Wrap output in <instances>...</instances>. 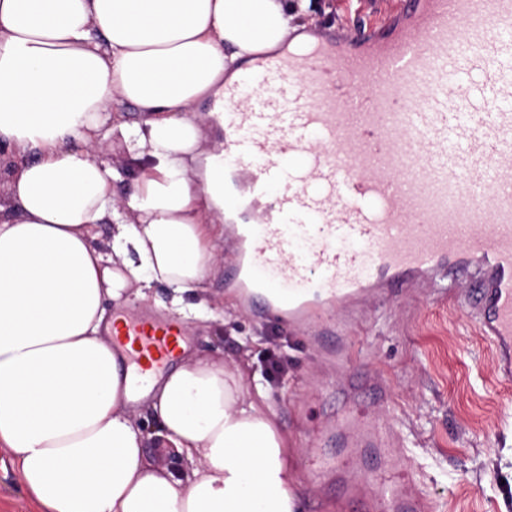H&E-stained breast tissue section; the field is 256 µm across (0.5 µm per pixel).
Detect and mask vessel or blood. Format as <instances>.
Segmentation results:
<instances>
[{
  "label": "vessel or blood",
  "instance_id": "b4317fda",
  "mask_svg": "<svg viewBox=\"0 0 512 512\" xmlns=\"http://www.w3.org/2000/svg\"><path fill=\"white\" fill-rule=\"evenodd\" d=\"M224 205L238 217L228 281L265 316L330 327L347 358L348 302L431 288L464 295L512 380V0H401L376 33L328 31L258 57L224 87ZM112 333L140 370L185 333L156 314ZM390 457L376 421L337 416L315 438ZM357 512H433L418 485L340 478Z\"/></svg>",
  "mask_w": 512,
  "mask_h": 512
}]
</instances>
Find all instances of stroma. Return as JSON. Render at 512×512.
Here are the masks:
<instances>
[{
  "mask_svg": "<svg viewBox=\"0 0 512 512\" xmlns=\"http://www.w3.org/2000/svg\"><path fill=\"white\" fill-rule=\"evenodd\" d=\"M304 31L320 34L327 22L374 29L397 0H316ZM197 297L183 296L191 349L240 360L246 377L261 374L270 353L288 372L271 381L267 404L299 457L303 473L312 441L344 406L352 378L378 377L388 393L377 407L404 439L386 469L411 472L432 498L435 512H512V382L495 373L493 350L478 334L465 299L425 290L360 306L343 365L316 359L312 339L290 334L287 323L237 310L224 321L196 315ZM19 474L0 449V512H36Z\"/></svg>",
  "mask_w": 512,
  "mask_h": 512,
  "instance_id": "stroma-1",
  "label": "stroma"
}]
</instances>
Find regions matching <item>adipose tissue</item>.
Listing matches in <instances>:
<instances>
[{
  "mask_svg": "<svg viewBox=\"0 0 512 512\" xmlns=\"http://www.w3.org/2000/svg\"><path fill=\"white\" fill-rule=\"evenodd\" d=\"M309 2L0 0V448L40 512H299L266 388L199 352L134 386L104 305L205 294L225 78Z\"/></svg>",
  "mask_w": 512,
  "mask_h": 512,
  "instance_id": "1",
  "label": "adipose tissue"
}]
</instances>
